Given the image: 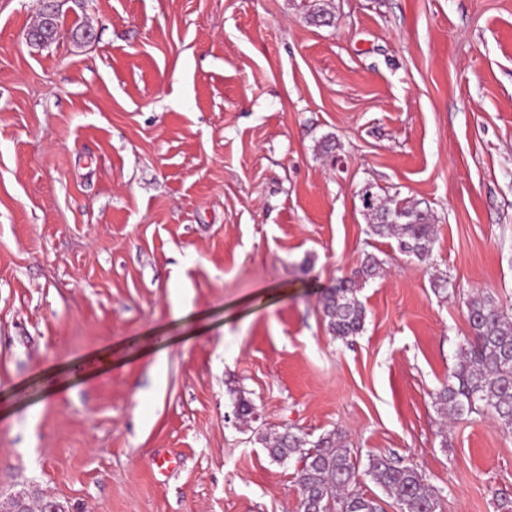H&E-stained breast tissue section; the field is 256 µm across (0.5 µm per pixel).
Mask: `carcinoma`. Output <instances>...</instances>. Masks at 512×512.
Instances as JSON below:
<instances>
[{"instance_id": "obj_1", "label": "carcinoma", "mask_w": 512, "mask_h": 512, "mask_svg": "<svg viewBox=\"0 0 512 512\" xmlns=\"http://www.w3.org/2000/svg\"><path fill=\"white\" fill-rule=\"evenodd\" d=\"M57 13H41L32 28L42 43L57 35ZM364 215L376 236H392L398 250L408 257L425 260L434 243L433 216L416 204H387L377 193L366 199L361 192ZM384 261L373 254L362 259L352 276L326 293L323 315L335 339L346 341L364 327L365 308L357 296L360 285L377 277ZM471 336L461 349L458 364L448 384L436 393L435 401L445 417L457 418L485 413L500 430L512 434V318L486 296L467 301ZM270 457L279 462L292 458L300 463L297 483L303 512H384L381 498L353 489L358 472L357 457L336 433L312 445L298 434L265 436ZM365 474L386 494L395 498L399 512H438L439 500L418 468L387 455H370Z\"/></svg>"}]
</instances>
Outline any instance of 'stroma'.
<instances>
[{"instance_id": "35a3bbf8", "label": "stroma", "mask_w": 512, "mask_h": 512, "mask_svg": "<svg viewBox=\"0 0 512 512\" xmlns=\"http://www.w3.org/2000/svg\"><path fill=\"white\" fill-rule=\"evenodd\" d=\"M46 1L0 0V504L302 512L293 431L512 512V434L435 404L467 301L512 316V0H50L39 46ZM368 184L432 212L425 261ZM368 253L345 343L322 297ZM57 18L58 16L54 8L45 11L41 13L37 25L31 29L36 37L41 39V44L49 43L55 39L58 31ZM364 188L361 203L371 232L376 236L394 237L401 254L425 260L434 243L433 216L429 209H420L418 204L408 202H395L392 207L372 191L373 187L369 188L372 197L368 201Z\"/></svg>"}]
</instances>
